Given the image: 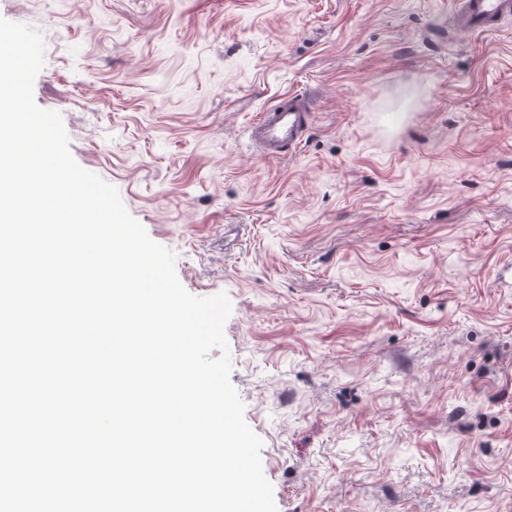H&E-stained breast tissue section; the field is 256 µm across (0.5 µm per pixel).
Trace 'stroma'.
<instances>
[{
	"mask_svg": "<svg viewBox=\"0 0 512 512\" xmlns=\"http://www.w3.org/2000/svg\"><path fill=\"white\" fill-rule=\"evenodd\" d=\"M453 0H0L77 163L226 293L277 512H512V27ZM306 94L304 142L247 129Z\"/></svg>",
	"mask_w": 512,
	"mask_h": 512,
	"instance_id": "1",
	"label": "stroma"
}]
</instances>
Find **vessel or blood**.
Returning a JSON list of instances; mask_svg holds the SVG:
<instances>
[{
  "instance_id": "b4317fda",
  "label": "vessel or blood",
  "mask_w": 512,
  "mask_h": 512,
  "mask_svg": "<svg viewBox=\"0 0 512 512\" xmlns=\"http://www.w3.org/2000/svg\"><path fill=\"white\" fill-rule=\"evenodd\" d=\"M455 12L466 17L469 32H486L512 21V0H460ZM308 112L305 96L291 92L279 106L260 113L250 127L260 155L275 158L284 147L300 145L309 123Z\"/></svg>"
}]
</instances>
